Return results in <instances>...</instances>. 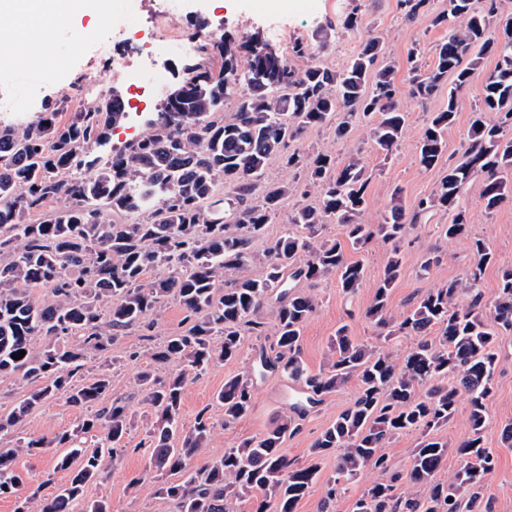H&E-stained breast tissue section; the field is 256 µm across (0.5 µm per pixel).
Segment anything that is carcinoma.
Listing matches in <instances>:
<instances>
[{
  "instance_id": "cac0c4a2",
  "label": "carcinoma",
  "mask_w": 512,
  "mask_h": 512,
  "mask_svg": "<svg viewBox=\"0 0 512 512\" xmlns=\"http://www.w3.org/2000/svg\"><path fill=\"white\" fill-rule=\"evenodd\" d=\"M429 3L398 0V7L413 24ZM450 20L454 36L436 45L434 67L409 70L411 96L422 103L451 81L446 104L431 113L417 145L422 169L439 164L456 96L491 57L495 65L482 103L472 113L462 155L448 164L431 195L407 208L394 190L389 215L376 225L361 222L369 177L360 151L340 165L328 152L290 144L312 127H329L338 140L364 127L377 151L387 156L397 149L409 113L400 105L397 70L378 37L362 41L338 70L298 65L310 56L302 39L286 55L257 33L241 44L206 39L197 52L221 59L218 74L196 60L184 64L187 78L149 122L150 131L104 162L96 149L109 143L112 128L127 116L117 94L79 106L63 123L40 117L23 128L1 124L0 376L18 374L37 387L0 416V443L51 397L63 395L78 409L104 400L110 376L87 381L83 370L131 328H151L173 297L186 329L151 349L154 369L141 372L138 384L156 415L149 431L155 494L175 501L178 512H227V502L244 497L255 499L254 512H295L319 468L299 465L283 445L299 430L297 419L352 379L359 382L358 396L311 448L317 460L336 456L328 499L371 468L387 479L365 490L353 512H493L484 481L497 457L484 436L500 335L512 332V268L501 271L493 298L485 299L483 275L495 253L475 236L473 264L462 277L426 290L402 313L389 307L408 228L439 214L448 219L438 225L445 238L468 234L461 199L477 178L487 213L512 200V17L498 20L497 0H486L482 10L473 0H448L431 23L441 27ZM241 84L246 92L226 120L224 100ZM273 158L293 173L292 180L266 176ZM301 180L315 203L289 212V229L266 242L262 253L253 252L252 244L266 237L267 225L280 218ZM61 198L64 205L48 208ZM31 213L40 214L35 224L26 220ZM328 224L342 226L356 251L375 237L391 243L364 317L387 340L415 338L402 361L354 339L343 325L323 367L307 368L301 343L317 302L306 289L334 276L340 292L352 296L366 279L362 261L347 258L339 241L322 237ZM253 265L260 274H247ZM159 267L169 275L145 279ZM228 271L241 275L226 280ZM31 287L50 289L52 299L35 301ZM247 336L270 344L260 346L248 373L224 380L216 397L224 425L249 413L254 383L268 373L297 386L289 414L198 468L193 462L208 447L213 424L203 413L188 429L180 423L187 377L236 358ZM21 350L24 357L13 359ZM462 396L469 405V434L455 448L460 468L443 479L448 442L437 431L453 419ZM131 428L126 398L119 396L80 419L52 442L65 449L55 469L69 474L67 482L37 503L24 498L16 512H30V503L36 512H112L106 501H84V488L104 473L106 460H117ZM410 431L420 432V442L409 467L393 472L383 448ZM48 445L19 438L0 448V497H16L22 489L16 455ZM172 472L183 481L168 482Z\"/></svg>"
}]
</instances>
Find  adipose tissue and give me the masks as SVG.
<instances>
[{
  "instance_id": "1",
  "label": "adipose tissue",
  "mask_w": 512,
  "mask_h": 512,
  "mask_svg": "<svg viewBox=\"0 0 512 512\" xmlns=\"http://www.w3.org/2000/svg\"><path fill=\"white\" fill-rule=\"evenodd\" d=\"M102 0H0V15L8 23L0 27V40L15 49L12 63L50 76L54 61L45 48L48 39L72 27L77 17L89 16L100 29L109 25Z\"/></svg>"
}]
</instances>
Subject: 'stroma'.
Segmentation results:
<instances>
[{
    "mask_svg": "<svg viewBox=\"0 0 512 512\" xmlns=\"http://www.w3.org/2000/svg\"><path fill=\"white\" fill-rule=\"evenodd\" d=\"M177 21L185 37L197 36L196 18L208 21V34L224 35L241 43L252 33L268 34L270 29L287 30L289 39L301 38L312 49L311 60L317 64L340 67L352 59L362 39L380 37L386 55L398 68L399 98L410 114L398 148L390 156H383L372 148L365 129H358L350 140L336 139L329 128H313L303 136L301 148L322 150L344 160L351 151L362 150L370 175L368 203L362 221L380 223L390 207L394 189H401L406 202L428 196L442 176L449 162L457 160L462 152L469 128V120L479 105L487 75L493 70L494 59H486L474 70L466 87L457 96V118L449 128L447 149L437 168L421 170L416 144L430 112L443 105L446 95H438L428 102L411 97L408 71L412 64L423 68L434 64L435 46L445 36L443 28L432 26L429 16L420 17L415 24L404 22L397 8V0H228L225 6L213 7V0H172ZM359 9L362 18L359 30L353 36H335L322 41L317 29L346 11ZM88 18L78 20L73 30L57 36L55 50L66 62L57 77L46 80L27 76L16 69L0 68V122L24 126L42 112L51 111L55 101L69 96L70 107L100 96L119 92L129 96V84L112 80L102 86H92L90 76L112 71V55L120 51L122 42L113 38L112 31H96L88 26ZM418 49L417 58H410L411 49ZM481 183L473 181L464 193L471 217L468 235L449 240L441 236L436 220L408 229L402 242L403 265L392 290L390 307L393 312L405 310L407 304L427 289L447 284L462 277L473 262L471 237L488 240L494 249L495 260L484 275V292L493 294L502 268L512 266V201L493 213H485L480 198ZM437 255L439 262L427 276H419L418 267L427 254ZM390 256V246L376 238L359 252L366 268V280L353 295L340 294L335 279L322 281L315 289L317 310L308 320L302 341V356L311 370H319L326 360L329 344L340 325H348L352 336L373 343L380 351L399 360L412 347L413 340L402 337L384 342L363 312L371 301L374 288L382 276ZM184 312L176 300L164 303L149 336L140 330H129L119 344L110 351L107 369L112 382V395L127 398L134 426L122 441L124 451L117 462L108 464L103 477L92 480L85 488L87 500H106L112 512H178L174 501L155 495L154 472L151 467V447L147 429L154 418L150 406L139 394L137 376L149 362L147 351L151 344L162 342L167 336L182 330ZM261 345L255 337H245L239 356L231 361L214 363L206 372L189 376L182 395L180 418L184 426H192L199 412L210 416L214 427L208 448L197 456L196 465H204L223 455L225 449L264 433L288 408L282 390L285 377L273 375L259 382L253 392L250 412L236 423L225 425L224 412L216 405L215 396L227 377L245 373ZM357 382L348 383L341 391L327 397L324 403L301 420L298 432L284 444L286 453L300 465H308L314 441L356 398ZM489 408V427L485 445L497 456L495 471L486 479L485 494L493 502L494 512H512V447L500 440V430L512 423V333L502 335L498 362ZM82 413L56 397L41 404L17 430L23 437L53 440L79 421ZM58 449L19 453L15 469L25 483L24 495L40 498L50 496L67 480L66 472L56 470ZM320 481L301 499L296 512H353V505L365 489L380 481V472L369 469L348 485L345 493L334 501H327L325 484L335 469L334 457L321 460Z\"/></svg>",
    "mask_w": 512,
    "mask_h": 512,
    "instance_id": "35a3bbf8",
    "label": "stroma"
}]
</instances>
